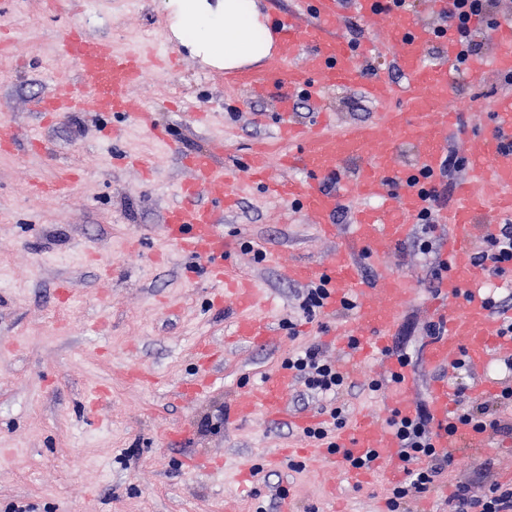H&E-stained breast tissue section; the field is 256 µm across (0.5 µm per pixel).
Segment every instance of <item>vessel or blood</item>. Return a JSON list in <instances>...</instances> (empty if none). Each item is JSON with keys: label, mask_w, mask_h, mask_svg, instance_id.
<instances>
[{"label": "vessel or blood", "mask_w": 512, "mask_h": 512, "mask_svg": "<svg viewBox=\"0 0 512 512\" xmlns=\"http://www.w3.org/2000/svg\"><path fill=\"white\" fill-rule=\"evenodd\" d=\"M340 2L294 0L293 6L277 18L281 43L277 62L260 72L225 71L224 85L257 94L276 88L284 109L300 93L316 104L315 119L309 127L284 120L277 123L278 139L292 146L291 151L280 155L279 164L286 170H299V177L269 182L268 154L260 149L252 152L247 167L258 188L296 205L328 238L336 235V213L344 198L368 202L367 207L353 212L348 233L351 243L360 244L367 258L378 266L376 279L366 280L351 244L340 243L323 262L296 260L280 271L282 279L293 284L324 282L329 309L355 303V323L337 334L336 343L353 362L360 363L387 352L413 293L408 281L391 271L386 260L409 238L414 219L435 205L433 192L441 179L444 145L449 132L460 125L459 114L448 98L450 71L461 61L473 77L489 72L512 75V21H502L489 30L481 18H472L471 29L488 30L492 52L485 58L467 57L455 27L440 33L412 16L385 10L383 0H353L363 20L374 23L383 18L388 22L383 39L354 45L336 33ZM436 41L442 44V57L438 62H427L426 50ZM61 51L76 63L79 76L36 100L35 109L44 122H53L62 112L92 107L150 123V115L142 112L131 96L132 87L152 62L148 49L118 52L110 43L88 38L73 27L63 39ZM382 51L394 55L401 80L382 75L363 78L358 58ZM357 86L377 105L378 116L348 124L337 133L330 131L333 116L320 105L323 92ZM406 144L415 149L416 159L403 167L399 151ZM463 148L467 173L454 188V205L440 210L437 218L448 233L441 252L445 269L429 306L440 327L439 335L425 348V366L431 371L449 370L459 362L481 371L494 358L512 356V336L501 333L503 325L512 322V312L492 311L487 282L472 260L473 239L480 225L512 218V94L495 99L490 122L466 135ZM185 163L191 177L180 184L182 201L166 211L163 228L167 238L183 251L205 258L211 275L220 280L230 244L217 230V213L236 207V193L214 155L195 154L186 157ZM348 164L354 170L347 176L343 169ZM79 178V172L71 169L51 182L31 178L30 187L34 196L55 197L68 193ZM394 178L402 183L396 193L389 187ZM201 194L207 196L206 204L196 203V196ZM256 297L255 286L243 280L219 289L214 302L231 307L237 314L233 341L246 340L262 347L269 344L272 329L268 321L253 316ZM289 378L284 369L242 392L228 410L227 421L289 416ZM429 413L435 430L434 447H484V434L459 421L445 380H435L430 386ZM335 443L353 457L365 459V466L352 471L355 480L375 477L394 482L402 478L400 440L387 425L359 418L351 429L337 434Z\"/></svg>", "instance_id": "obj_1"}]
</instances>
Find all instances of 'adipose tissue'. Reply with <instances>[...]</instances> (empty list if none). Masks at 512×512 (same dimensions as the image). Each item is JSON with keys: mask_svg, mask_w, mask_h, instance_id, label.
<instances>
[{"mask_svg": "<svg viewBox=\"0 0 512 512\" xmlns=\"http://www.w3.org/2000/svg\"><path fill=\"white\" fill-rule=\"evenodd\" d=\"M175 34L204 58L223 62L225 69L260 64L274 55L277 42L257 0H168Z\"/></svg>", "mask_w": 512, "mask_h": 512, "instance_id": "obj_1", "label": "adipose tissue"}]
</instances>
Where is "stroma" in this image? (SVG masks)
<instances>
[{
  "instance_id": "1",
  "label": "stroma",
  "mask_w": 512,
  "mask_h": 512,
  "mask_svg": "<svg viewBox=\"0 0 512 512\" xmlns=\"http://www.w3.org/2000/svg\"><path fill=\"white\" fill-rule=\"evenodd\" d=\"M75 23L119 51L149 40L177 56L175 69L147 70L131 90L172 151L106 112H68L42 124L35 98L77 79L59 44ZM0 28L9 34L0 46V135L16 141L12 152H0V512H256L260 505L267 512H388V483L357 482L332 455H299L307 439L292 416L328 418L321 402H299L300 384L288 387V417L224 423L236 395L313 343L349 376L338 400L347 420L368 414L384 422L396 407L383 373L393 356L349 368L330 338L352 311L325 309L306 319L296 309L301 285L279 276L282 264L322 261L332 243L248 179L246 157L276 141L274 124L259 121L275 116L276 95L225 92L218 66L174 35L166 0H0ZM454 78L468 131L488 122L496 97L512 93V83L490 73L474 80L462 69ZM323 104L340 126L377 113L358 88L327 90ZM196 112L209 113L207 125L193 122ZM205 152L215 153L238 192L237 207L218 216L231 244L224 266L260 291L274 332L263 347L225 346L232 323L210 306L205 262L162 232L178 185L190 178L180 155ZM140 154L154 156L151 173L127 165ZM72 167L83 177L69 195L30 193L32 175L52 180ZM421 235L433 253H420ZM443 236L414 229L389 259L415 287L392 343L411 359L417 404L428 402L437 377L423 355L430 268ZM201 344L219 351L213 364L198 363ZM133 362L150 380L129 375ZM199 375L209 376V388L183 400L180 385ZM374 379L376 392L368 388ZM194 457L217 467L188 471ZM455 459L426 496L407 502V512H448V490L460 482L512 485V435L489 437L487 447L456 451ZM244 467L253 478L243 487L237 475Z\"/></svg>"
}]
</instances>
